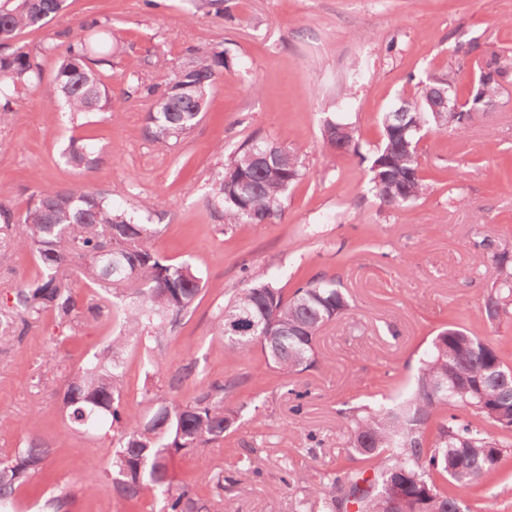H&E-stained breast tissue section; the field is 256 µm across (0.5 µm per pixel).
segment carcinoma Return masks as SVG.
<instances>
[{
	"label": "carcinoma",
	"instance_id": "carcinoma-1",
	"mask_svg": "<svg viewBox=\"0 0 512 512\" xmlns=\"http://www.w3.org/2000/svg\"><path fill=\"white\" fill-rule=\"evenodd\" d=\"M66 0H5L0 5V124L10 121L9 101L20 87L42 85L38 56L15 46L22 29L41 28L60 15ZM108 26L88 14L80 23L88 38L68 30L42 47L57 58V71L44 87L52 100L63 102L77 120L93 112L112 111V90L106 73L112 69V47L93 46L90 38ZM479 77L465 101L451 78L433 72L420 78V98L400 101L382 117V141L371 159L369 180L380 208L399 210L422 198L428 185L422 175L418 144L424 132L448 130V114L440 108L443 92L460 108L453 127L474 123L483 106L499 94V84L485 70L498 56L480 51ZM192 66L178 64L159 70L151 82H130L128 93L155 97L147 113L146 131L161 145L176 142L202 121L209 94L228 67L224 52L192 48ZM327 118L322 137L332 149L330 162L360 153L353 127ZM104 151L88 139H72L62 152L64 163L91 170ZM300 150L252 138L222 164L211 186V199L222 209L224 224H266L277 218L289 188L303 176ZM121 192L72 185L32 187L25 210L0 203V247L32 252L36 277L14 289L0 305V345L20 339L47 313L57 327L70 329L79 321L116 311L122 330L103 352L70 372L62 388V408L70 427L90 437L110 436L112 491L133 501L149 491L159 512H215L234 475H212L213 494L204 498L175 482L170 463L180 454H197L217 445L242 423L248 404L226 403L233 385L219 380L200 382L196 396L181 402L153 394L149 410L127 413L120 405L124 352L130 340L158 341L178 327L196 305L202 276L190 263H169L150 246L158 227L151 214L162 206L153 201L142 212L118 209L112 195ZM495 262L499 278L485 296L482 316L491 325L512 306V252L489 236L474 242ZM103 290L88 302L78 300L75 273ZM245 287L218 307L214 330L233 354L255 347L283 380L317 364L316 341L329 322L350 307L337 282L313 277L285 294L265 272H248ZM353 466L336 471L332 480L306 487L303 512H385L396 499L399 512H470L462 491L493 472L509 447L512 432V365L499 346L458 324L444 327L423 352L408 388L382 393L374 405L350 417ZM51 448L32 441L0 455V512H11L20 486L40 471ZM364 482L367 488L359 489Z\"/></svg>",
	"mask_w": 512,
	"mask_h": 512
}]
</instances>
